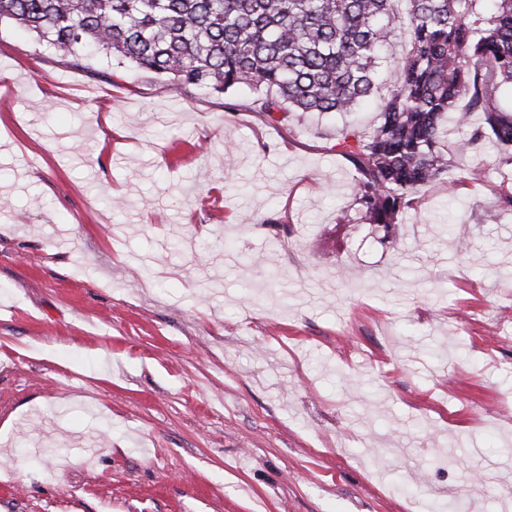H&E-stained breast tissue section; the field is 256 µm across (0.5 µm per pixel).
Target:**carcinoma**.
I'll use <instances>...</instances> for the list:
<instances>
[{
    "label": "carcinoma",
    "instance_id": "carcinoma-1",
    "mask_svg": "<svg viewBox=\"0 0 512 512\" xmlns=\"http://www.w3.org/2000/svg\"><path fill=\"white\" fill-rule=\"evenodd\" d=\"M0 0V22L76 60L103 53L148 77L226 95L247 89L269 121L292 112H349L375 88L383 49L404 28L408 53L368 131L343 130L366 224L390 228L415 195L448 172L438 146L450 114L477 119L512 168V0ZM464 109H459L461 101Z\"/></svg>",
    "mask_w": 512,
    "mask_h": 512
}]
</instances>
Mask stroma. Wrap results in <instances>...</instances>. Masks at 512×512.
Listing matches in <instances>:
<instances>
[{"mask_svg": "<svg viewBox=\"0 0 512 512\" xmlns=\"http://www.w3.org/2000/svg\"><path fill=\"white\" fill-rule=\"evenodd\" d=\"M111 75L0 24V512H512L490 140L387 235L349 115Z\"/></svg>", "mask_w": 512, "mask_h": 512, "instance_id": "1", "label": "stroma"}]
</instances>
